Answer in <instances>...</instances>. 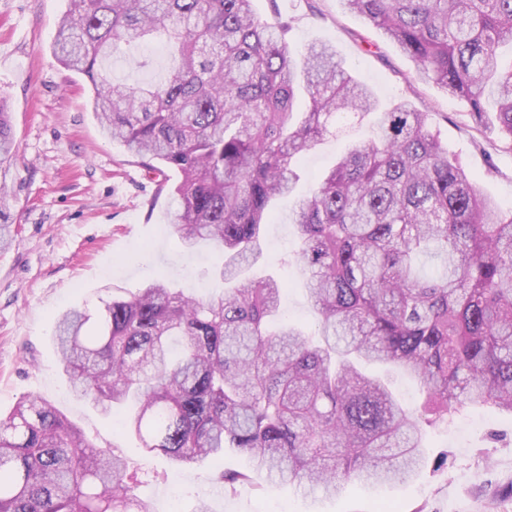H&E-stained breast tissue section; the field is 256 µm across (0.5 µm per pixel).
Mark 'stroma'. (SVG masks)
Returning a JSON list of instances; mask_svg holds the SVG:
<instances>
[{
	"mask_svg": "<svg viewBox=\"0 0 512 512\" xmlns=\"http://www.w3.org/2000/svg\"><path fill=\"white\" fill-rule=\"evenodd\" d=\"M66 9L67 0H0V97L19 145L10 171L12 239L0 248V413L23 397L45 398L90 441L116 446L137 477L135 494L154 512H194L202 499L211 512H374L382 502L400 512H512V417L489 409L466 408L429 427L430 463L404 483L380 490L356 483L329 496L257 475L254 488L231 494L207 466L180 467L147 454L135 438L118 435L112 416L74 395L53 343L65 310L130 296L161 274L171 287L204 299L222 285L214 276L216 252L179 246L169 188L102 134L85 80L52 56L55 25ZM254 9L261 20L287 22L292 51L315 41L333 44L381 105L405 99L430 113L442 143L481 190L512 210V153L499 149L495 131L476 132L465 102L419 80L414 63L362 17L340 0H254ZM170 62L167 48L145 52L122 42L105 73L128 84L149 82ZM370 134V125L354 123L306 153L296 196L307 194L349 142ZM291 206L288 199L275 202L253 271L285 283L284 314L313 332L317 317L295 259L299 233L288 222ZM364 370L383 377L408 411L420 410L425 395L403 370L375 364ZM443 455L446 465L433 469Z\"/></svg>",
	"mask_w": 512,
	"mask_h": 512,
	"instance_id": "35a3bbf8",
	"label": "stroma"
}]
</instances>
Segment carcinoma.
I'll return each mask as SVG.
<instances>
[{"instance_id":"cac0c4a2","label":"carcinoma","mask_w":512,"mask_h":512,"mask_svg":"<svg viewBox=\"0 0 512 512\" xmlns=\"http://www.w3.org/2000/svg\"><path fill=\"white\" fill-rule=\"evenodd\" d=\"M253 0H69L51 52L85 77L102 133L177 201L172 227L187 251L222 255V295L188 296L156 279L130 298L66 311L54 343L73 392L180 466L221 465L224 449L267 477L340 493L424 468L427 428L467 407L512 415V211H502L448 156L428 113L401 101L380 110L336 48L296 56L286 25ZM461 98L512 153V0H342ZM161 37L176 63L130 86L101 74L117 44ZM374 119L289 214L320 316L317 332L279 322L283 286L248 274L271 203L291 194L301 157L336 120ZM18 152L0 101V247L9 243L8 175ZM436 251L442 267L417 273ZM399 367L426 393L402 407L360 363ZM235 493L250 477L220 472ZM109 447L40 396L0 415V512H153Z\"/></svg>"}]
</instances>
